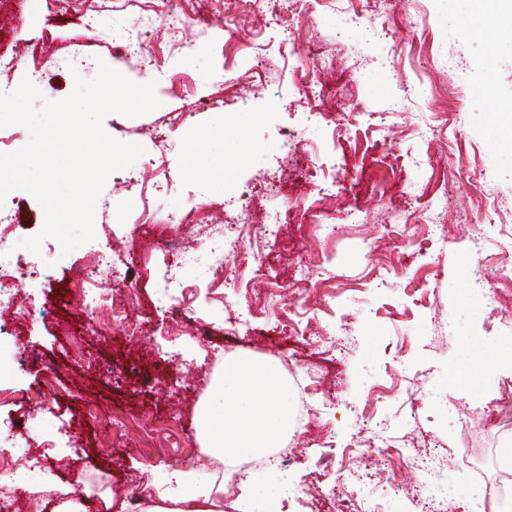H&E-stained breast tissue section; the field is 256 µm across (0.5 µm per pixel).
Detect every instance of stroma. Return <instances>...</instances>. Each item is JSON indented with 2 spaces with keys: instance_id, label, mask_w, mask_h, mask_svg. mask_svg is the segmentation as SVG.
<instances>
[{
  "instance_id": "1",
  "label": "stroma",
  "mask_w": 512,
  "mask_h": 512,
  "mask_svg": "<svg viewBox=\"0 0 512 512\" xmlns=\"http://www.w3.org/2000/svg\"><path fill=\"white\" fill-rule=\"evenodd\" d=\"M0 0V93L39 74L57 101L83 57L133 82H155L157 109L118 113L102 125L142 145L112 173L97 199L94 240L122 252L95 279L125 276L129 336L111 316L90 324L69 291L86 246L43 256L36 290L46 311L0 312V342L20 364L0 378V430L46 446V468L18 469L34 490L24 512H54L55 487L80 485L85 512H125L126 495L176 493L167 473L233 485V512H469L500 486L512 512V367L483 383L461 379L479 345H512V127L497 112L512 103V50H492L496 31L469 0ZM369 13L375 37L357 40L344 13ZM137 35L115 57L112 32ZM315 45L326 61L293 53ZM262 66H255L254 56ZM148 195H141V183ZM247 202L226 288L195 257L221 235L209 204ZM14 224L12 260L27 273L21 240L44 213L28 193L0 203ZM178 210L186 223L171 224ZM438 212L427 224L423 215ZM336 227L326 236L325 225ZM183 243L180 260L157 247ZM178 271L197 286L178 326L163 298ZM499 296L489 309L470 284ZM247 352L282 365L288 412L306 400V425L285 477L260 471L214 475L198 412L224 365ZM48 411L30 414L29 390ZM437 456L430 481L422 458ZM52 479L54 489L44 488Z\"/></svg>"
}]
</instances>
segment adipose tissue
<instances>
[{
    "instance_id": "ef3b65f1",
    "label": "adipose tissue",
    "mask_w": 512,
    "mask_h": 512,
    "mask_svg": "<svg viewBox=\"0 0 512 512\" xmlns=\"http://www.w3.org/2000/svg\"><path fill=\"white\" fill-rule=\"evenodd\" d=\"M284 390L276 368L265 361L241 355L225 365L216 406L199 415L207 448L224 458L262 455L278 447L289 422ZM169 480L181 486V495L146 500L141 512H224L223 488L193 482L183 472L172 473Z\"/></svg>"
}]
</instances>
